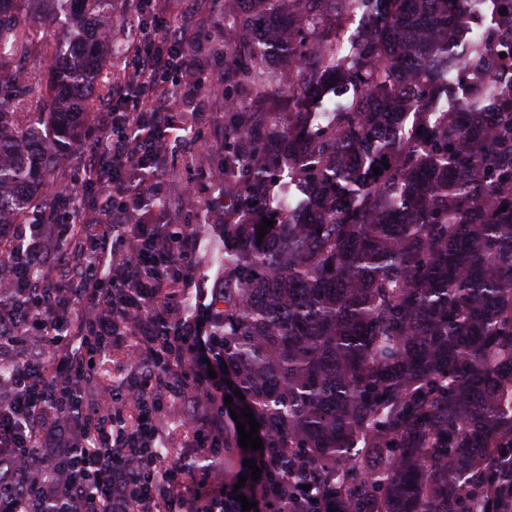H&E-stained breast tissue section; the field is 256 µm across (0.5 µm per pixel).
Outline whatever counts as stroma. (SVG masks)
Masks as SVG:
<instances>
[{
	"label": "stroma",
	"instance_id": "stroma-1",
	"mask_svg": "<svg viewBox=\"0 0 512 512\" xmlns=\"http://www.w3.org/2000/svg\"><path fill=\"white\" fill-rule=\"evenodd\" d=\"M189 2L172 0L175 17L186 21L190 66L179 76L181 94L169 98L168 106L186 119L193 133L172 142L167 165L157 179L163 185L171 219L188 225L196 237V255L187 275L217 288L224 281V184L213 180L212 174L224 157V108L202 77L224 67L219 49L224 40V0H210L209 12L192 17L186 14ZM194 411L191 403L177 399L160 419L163 444L170 448L171 459L185 464L198 458L189 446L188 423Z\"/></svg>",
	"mask_w": 512,
	"mask_h": 512
}]
</instances>
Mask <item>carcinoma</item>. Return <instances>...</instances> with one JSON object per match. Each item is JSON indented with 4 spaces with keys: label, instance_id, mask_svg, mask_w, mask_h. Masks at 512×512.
Returning <instances> with one entry per match:
<instances>
[{
    "label": "carcinoma",
    "instance_id": "obj_1",
    "mask_svg": "<svg viewBox=\"0 0 512 512\" xmlns=\"http://www.w3.org/2000/svg\"><path fill=\"white\" fill-rule=\"evenodd\" d=\"M232 1L224 367L286 451L288 497L472 512L512 452V57L495 53L512 0L479 38L459 27L470 0ZM126 2L0 0V229L56 209ZM38 57L50 76L19 79Z\"/></svg>",
    "mask_w": 512,
    "mask_h": 512
}]
</instances>
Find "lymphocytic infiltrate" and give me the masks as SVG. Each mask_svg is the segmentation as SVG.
<instances>
[{"label":"lymphocytic infiltrate","mask_w":512,"mask_h":512,"mask_svg":"<svg viewBox=\"0 0 512 512\" xmlns=\"http://www.w3.org/2000/svg\"><path fill=\"white\" fill-rule=\"evenodd\" d=\"M149 23L139 25L112 80L101 111L112 121L84 165L83 186L96 187L97 226L74 210L43 224H15L6 266L19 288L0 290V512H272L288 488L273 483L286 471L284 449H240L261 470L259 480L207 489L206 471L188 474L178 461L154 460L158 417L169 400L205 405L194 431L197 447L222 448L232 413L224 361L208 317L180 314L190 282L183 271L194 241L182 224H146L141 211L159 200L158 188L131 181V171H157L175 135L167 101L188 64L169 0H152ZM109 170L111 184L97 182ZM75 245L64 265L67 289L43 276L60 244ZM122 336L138 337L147 358L120 384L101 390L96 405L86 389L95 365ZM134 404L136 425L112 412L113 401Z\"/></svg>","instance_id":"1"}]
</instances>
